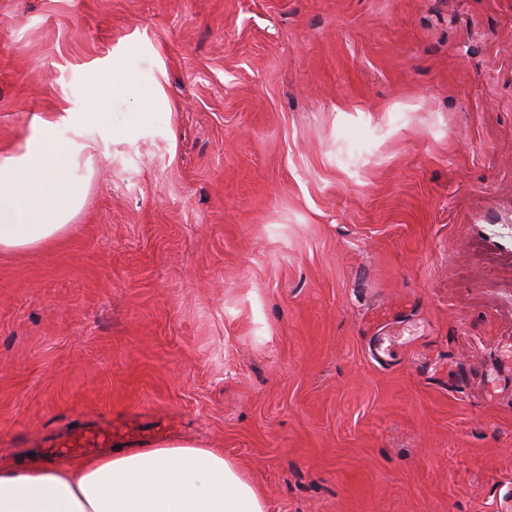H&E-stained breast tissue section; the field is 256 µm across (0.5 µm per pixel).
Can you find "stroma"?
I'll use <instances>...</instances> for the list:
<instances>
[{
  "label": "stroma",
  "instance_id": "obj_1",
  "mask_svg": "<svg viewBox=\"0 0 512 512\" xmlns=\"http://www.w3.org/2000/svg\"><path fill=\"white\" fill-rule=\"evenodd\" d=\"M116 62L164 110L76 129ZM37 116L92 176L0 253L1 464L183 441L266 512H501L512 0H0V152ZM108 73L103 72L89 77L83 85V97L86 111L85 120L100 123L105 117V108L102 102L101 88L107 80Z\"/></svg>",
  "mask_w": 512,
  "mask_h": 512
}]
</instances>
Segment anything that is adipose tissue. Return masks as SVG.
<instances>
[{"mask_svg":"<svg viewBox=\"0 0 512 512\" xmlns=\"http://www.w3.org/2000/svg\"><path fill=\"white\" fill-rule=\"evenodd\" d=\"M109 80L135 86L117 65L89 77L87 121H103ZM77 154V146L57 147L53 123L40 119L17 152L0 155V251L46 246L67 230L87 193ZM0 512H265V504L222 452L178 443L71 466L39 455L0 466Z\"/></svg>","mask_w":512,"mask_h":512,"instance_id":"ef3b65f1","label":"adipose tissue"}]
</instances>
